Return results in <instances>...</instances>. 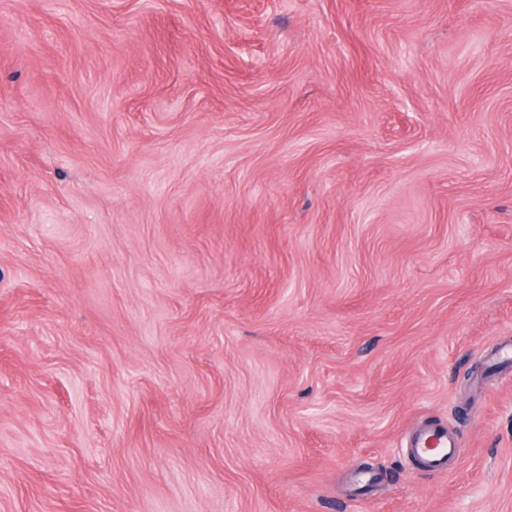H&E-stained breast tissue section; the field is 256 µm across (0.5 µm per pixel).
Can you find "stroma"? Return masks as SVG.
I'll use <instances>...</instances> for the list:
<instances>
[{
    "label": "stroma",
    "mask_w": 512,
    "mask_h": 512,
    "mask_svg": "<svg viewBox=\"0 0 512 512\" xmlns=\"http://www.w3.org/2000/svg\"><path fill=\"white\" fill-rule=\"evenodd\" d=\"M507 344L512 0H0V512H512ZM407 453L429 471H443L460 454L459 443L446 429L428 427L408 441Z\"/></svg>",
    "instance_id": "35a3bbf8"
}]
</instances>
